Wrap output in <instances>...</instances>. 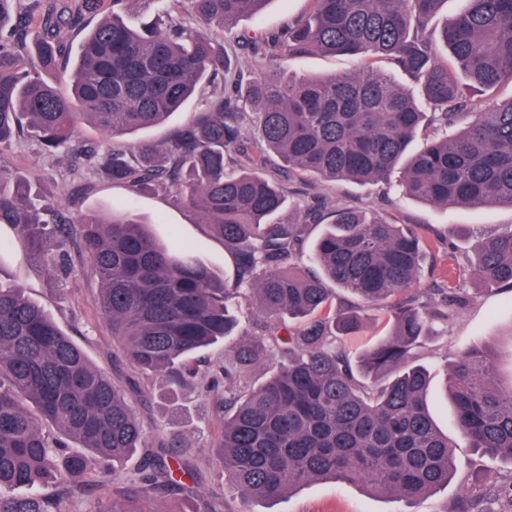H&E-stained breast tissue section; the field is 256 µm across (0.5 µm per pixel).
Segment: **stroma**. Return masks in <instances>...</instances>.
Masks as SVG:
<instances>
[{"mask_svg":"<svg viewBox=\"0 0 512 512\" xmlns=\"http://www.w3.org/2000/svg\"><path fill=\"white\" fill-rule=\"evenodd\" d=\"M311 0H268L262 12L240 19L217 40L232 59L230 79L249 82L264 71L260 61L241 47L246 35L270 33L290 19L307 14ZM286 70L303 75L331 76L356 70L349 56H305L284 59ZM0 164L31 179L44 199L71 212L102 215L125 203L149 223L160 242L177 235L193 256L218 277H234L232 258L224 241L191 209L179 207L161 192L131 195L128 188L97 181L89 170L71 172L63 156L45 155L36 142L23 140L0 154ZM287 203L273 220L292 224L303 219L307 206L330 211L343 203L375 209L390 221L410 225L421 237L426 251L420 285L424 288L444 277L459 279L468 296L464 306L449 308L448 322L438 328L420 349L417 365L431 380V406L438 426L456 445L457 471L448 484L431 492L414 512H455L464 495L479 492L484 473L499 479L512 478V461L490 460L468 448L455 425L452 404L446 396L447 378L458 349L473 343L486 344L495 353L499 377H512V289L483 287L470 271L471 245L476 236L512 228V209L488 205L448 209L403 197L396 184L326 183L294 173L286 183ZM25 245L11 227L0 224V281L22 285L27 296L44 307L62 329L72 333L91 364L112 368L114 345L94 306L97 281L90 276L70 279L65 287L50 280L43 264L25 260ZM136 409L154 438L178 434L188 445L192 464L205 475L198 498L191 507L203 512L206 502L220 498L224 512H399L400 503L374 493L358 483L317 481L306 484L276 501L244 495L219 461V417L212 402L192 388L178 390L173 403L149 397Z\"/></svg>","mask_w":512,"mask_h":512,"instance_id":"1","label":"stroma"}]
</instances>
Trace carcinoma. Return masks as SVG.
<instances>
[{
	"instance_id": "obj_1",
	"label": "carcinoma",
	"mask_w": 512,
	"mask_h": 512,
	"mask_svg": "<svg viewBox=\"0 0 512 512\" xmlns=\"http://www.w3.org/2000/svg\"><path fill=\"white\" fill-rule=\"evenodd\" d=\"M134 2L0 0V153L30 138L75 171L90 168L134 194H169L224 238L234 279H218L177 239L157 241L128 205L76 222L52 213L36 204L30 180L0 165V224L59 286L76 273L99 282L96 308L117 341L116 361L131 371L114 378L92 366L24 288L0 283V512H78L79 503L83 512H173L164 501L197 496L201 475L180 439L151 440L127 390L142 380L197 385L187 356L228 336L240 341L203 392L224 410L221 460L244 494L276 500L332 478L364 481L411 505L447 484L455 445L435 425L429 375L414 358L448 312L412 289L419 235L338 206L304 254L305 226L321 223L322 210L309 207L301 224L270 223L287 197L254 171L248 145L326 181L387 183L398 173L403 196L414 200L512 209V97L467 112L472 97L512 82V0H461L439 30L433 22L447 0H311L309 14L245 42L265 60V74L244 87L224 82L163 142L134 135L166 123L201 84L230 70L224 50L184 16L223 29L269 0H164L151 18L132 13ZM63 29L79 38L74 57ZM306 55L359 65L331 77L278 70L283 58ZM375 59L417 83L422 100ZM83 121L111 147L79 140ZM421 133L426 142L413 152ZM72 250L86 263L75 266ZM472 252L484 285L512 288V229L478 238ZM332 284L357 303L332 309ZM438 294L466 302L451 280ZM240 300L255 302L250 331L233 313ZM385 304L391 333L351 362L346 342ZM269 358L275 370L253 384L250 367ZM448 392L468 447L512 462V381H497L487 347L457 351ZM139 450L134 474L107 491L105 465ZM17 488L33 493L11 495ZM491 502L512 512V480L463 497L456 512H493Z\"/></svg>"
}]
</instances>
